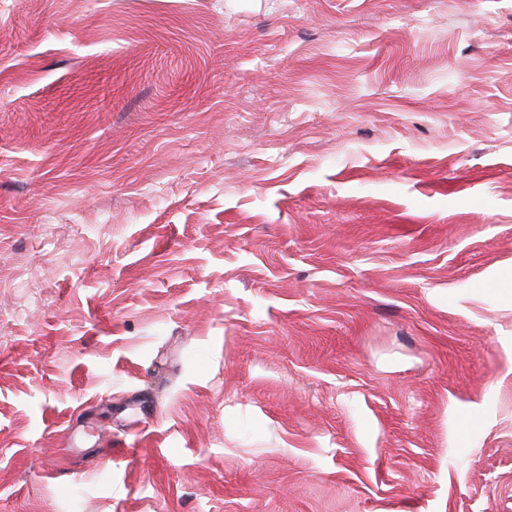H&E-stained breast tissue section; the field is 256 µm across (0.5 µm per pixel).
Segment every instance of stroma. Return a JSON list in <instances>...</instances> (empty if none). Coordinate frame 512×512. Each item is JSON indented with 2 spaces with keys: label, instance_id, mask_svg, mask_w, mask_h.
I'll list each match as a JSON object with an SVG mask.
<instances>
[{
  "label": "stroma",
  "instance_id": "stroma-1",
  "mask_svg": "<svg viewBox=\"0 0 512 512\" xmlns=\"http://www.w3.org/2000/svg\"><path fill=\"white\" fill-rule=\"evenodd\" d=\"M511 274L512 0H0V512H512ZM101 430L96 426H83L82 428H68L66 433V447L76 453L78 448H87L98 445Z\"/></svg>",
  "mask_w": 512,
  "mask_h": 512
}]
</instances>
